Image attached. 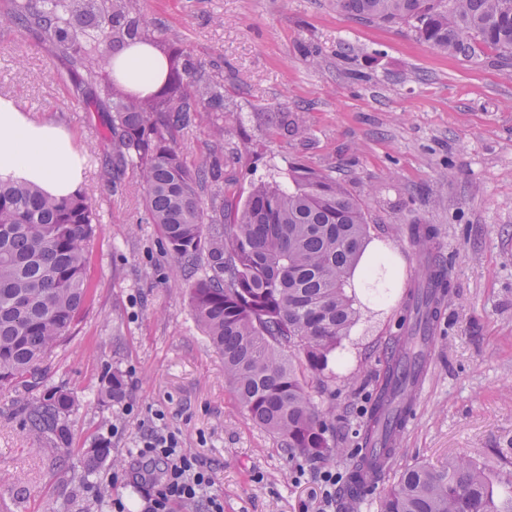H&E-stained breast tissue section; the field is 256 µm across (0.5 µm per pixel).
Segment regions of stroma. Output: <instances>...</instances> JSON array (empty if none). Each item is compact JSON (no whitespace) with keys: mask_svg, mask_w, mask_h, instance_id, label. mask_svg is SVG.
<instances>
[{"mask_svg":"<svg viewBox=\"0 0 512 512\" xmlns=\"http://www.w3.org/2000/svg\"><path fill=\"white\" fill-rule=\"evenodd\" d=\"M140 14L183 44L200 71L224 83L220 127L197 126L178 144L191 167L219 161L223 194L247 196L290 165L336 178L361 203L368 242L404 271L358 316L313 390L338 456L310 459L256 425L197 324L188 277L146 223L139 173L100 176L110 152L105 115L73 92L66 61L19 27L0 28V97L64 127L86 156L81 190L98 223L89 246L91 296L67 339L32 382L0 388V512H110L122 499L144 512L150 482L128 455L163 411L184 448L211 467L224 512H315L319 474L345 476L363 411L418 284L410 227L428 224L450 283L433 326L432 364L401 433L392 467L354 512H379L404 469L468 456L492 481L512 448V66L497 52L475 61L444 53L404 26L358 22L336 0H135ZM288 120L303 135L281 136ZM125 382L134 416L103 401L106 373ZM72 404L65 438L37 434L30 407L55 392ZM111 439V461L86 475L88 448Z\"/></svg>","mask_w":512,"mask_h":512,"instance_id":"35a3bbf8","label":"stroma"}]
</instances>
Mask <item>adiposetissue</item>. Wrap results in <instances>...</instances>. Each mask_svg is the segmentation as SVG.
<instances>
[{"label":"adipose tissue","instance_id":"adipose-tissue-1","mask_svg":"<svg viewBox=\"0 0 512 512\" xmlns=\"http://www.w3.org/2000/svg\"><path fill=\"white\" fill-rule=\"evenodd\" d=\"M111 68L134 90L146 94L158 80L163 63L148 45L139 44L116 54ZM80 156L67 131L28 119L13 100L0 97V178L34 185L57 199L66 198L82 183ZM380 273L390 287H401L403 272L395 254L378 245L363 254L349 281L361 291Z\"/></svg>","mask_w":512,"mask_h":512}]
</instances>
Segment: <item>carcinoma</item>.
<instances>
[{
	"instance_id": "cac0c4a2",
	"label": "carcinoma",
	"mask_w": 512,
	"mask_h": 512,
	"mask_svg": "<svg viewBox=\"0 0 512 512\" xmlns=\"http://www.w3.org/2000/svg\"><path fill=\"white\" fill-rule=\"evenodd\" d=\"M336 8L362 23L405 24L419 40L468 60L487 48L512 57V0H336ZM2 25L37 31L67 61L87 108L110 113L111 153L101 175L129 165L138 170L147 221L159 225L174 260L206 254L212 274L189 282L190 305L224 356V376L251 420L305 457L342 453L330 446L308 385L356 321L347 284L369 232L361 203L332 177L293 166L284 185L261 183L242 203L219 201L217 190L205 206L201 169L189 167L177 137L224 111V84L198 71L163 31L149 32L133 0H14L0 13ZM137 44L149 45L164 64L145 95L106 74L111 57ZM218 208L222 226L208 214ZM96 223L81 192L55 199L0 180V386L40 378L45 358L71 330L90 296L86 269ZM421 278L363 413L351 507L375 488L358 473L375 479L394 455L395 428L411 411L424 371L422 346L449 294L430 253ZM102 394L121 398L119 375L105 376ZM70 404L61 392L33 407L31 428L57 425ZM110 455L108 448L87 449L86 473ZM380 512H512V479L493 485L465 455L444 469L413 466L386 491Z\"/></svg>"
}]
</instances>
